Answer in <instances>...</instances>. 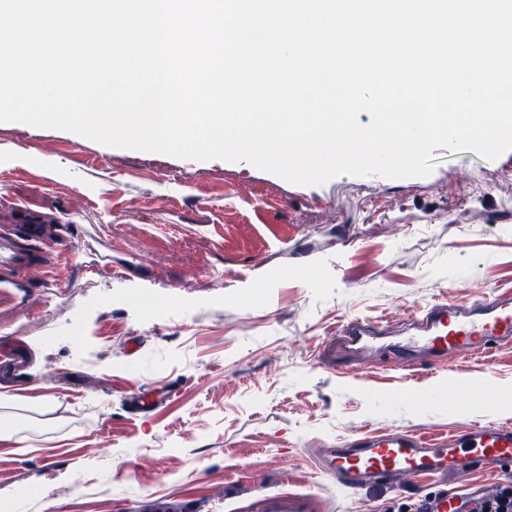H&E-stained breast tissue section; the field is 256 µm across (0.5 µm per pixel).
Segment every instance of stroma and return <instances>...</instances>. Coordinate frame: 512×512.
<instances>
[{"mask_svg":"<svg viewBox=\"0 0 512 512\" xmlns=\"http://www.w3.org/2000/svg\"><path fill=\"white\" fill-rule=\"evenodd\" d=\"M17 210L67 227L44 277L0 295V502L17 512H143L185 493L258 512L269 492L384 512L414 486L344 490L315 473L317 451L365 430L512 425V348L405 381L336 333L357 317L394 336L404 311L512 289V150L302 186L0 123V221ZM151 384L171 400L126 411ZM452 385L495 392L473 406Z\"/></svg>","mask_w":512,"mask_h":512,"instance_id":"obj_1","label":"stroma"}]
</instances>
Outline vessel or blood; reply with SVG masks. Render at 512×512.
Listing matches in <instances>:
<instances>
[{
	"label": "vessel or blood",
	"mask_w": 512,
	"mask_h": 512,
	"mask_svg": "<svg viewBox=\"0 0 512 512\" xmlns=\"http://www.w3.org/2000/svg\"><path fill=\"white\" fill-rule=\"evenodd\" d=\"M64 244L59 229L39 224L0 226V288H24L39 276L38 261ZM402 336L386 344L393 368L403 375L416 373V359L426 356L442 368L453 354L476 359L512 346V289H500L464 303L437 301L427 309L407 313ZM346 347H369L382 334L375 323L347 319L340 327ZM171 391L159 387L136 391L125 400L130 412L150 413L165 404ZM317 470L355 491L366 486L398 490L400 481L429 477L433 491L418 493V512H459L461 501L454 482L469 468L498 472L512 481V426L475 423L428 439L408 430L362 432L350 441H337L314 459ZM260 512H309L306 496L272 492L261 496Z\"/></svg>",
	"instance_id": "b4317fda"
}]
</instances>
